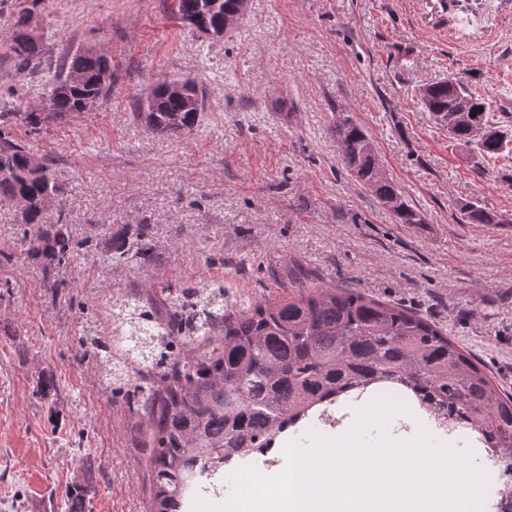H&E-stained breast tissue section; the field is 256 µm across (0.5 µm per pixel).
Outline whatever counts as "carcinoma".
I'll return each instance as SVG.
<instances>
[{
    "mask_svg": "<svg viewBox=\"0 0 512 512\" xmlns=\"http://www.w3.org/2000/svg\"><path fill=\"white\" fill-rule=\"evenodd\" d=\"M182 20L221 33L243 14L241 0H176ZM83 82L66 93H50L49 111L25 112L24 123L40 129L52 116L82 109L88 98L104 100L112 88L107 59L93 49L63 58L51 84L70 71ZM157 84L137 104L148 130L167 135L195 131L203 107ZM426 111L460 144H476L494 157L508 143L490 124L486 102L456 78L422 86ZM15 113L0 112V197L20 198L25 253L43 263L45 282L58 287L57 268L71 263L76 244L66 224H44L42 198L59 194L53 168L13 134ZM339 160L368 189L397 224H425L426 215L409 204L385 174L373 140L348 113L333 124ZM464 224H499L489 207H460ZM148 225L134 239L111 236L103 250L115 264L146 263ZM298 294L244 307L224 305V283L182 288L161 300L169 318L147 308L130 292L107 301L111 319L105 336L90 338L95 371L117 390L145 366L163 367L165 384L135 385L150 430V512L177 507L210 469L232 458L243 460L270 448L290 427L303 423L317 403H336L368 387L386 386L427 405L435 424L449 422L481 432L485 446L508 473L504 494L512 502V396L500 392L488 374L434 322L414 312L353 291L321 287L301 268L289 272ZM86 481L66 493L68 512H86L93 460L82 462Z\"/></svg>",
    "mask_w": 512,
    "mask_h": 512,
    "instance_id": "cac0c4a2",
    "label": "carcinoma"
}]
</instances>
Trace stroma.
Segmentation results:
<instances>
[{
	"label": "stroma",
	"mask_w": 512,
	"mask_h": 512,
	"mask_svg": "<svg viewBox=\"0 0 512 512\" xmlns=\"http://www.w3.org/2000/svg\"><path fill=\"white\" fill-rule=\"evenodd\" d=\"M30 18L38 66L14 47ZM95 47L112 94L83 112L15 136L48 158L61 187L46 223L64 221L81 249L49 287L21 250L14 202L0 200V512H53L95 461L87 512H149L147 418L103 385L84 336L105 334L107 300L222 281L228 299L288 296L301 266L321 286L405 306L446 330L512 394V150L481 156L449 137L421 104L448 75L484 98L512 133V0H248L223 39L181 23L174 0H0V112L41 106L60 57ZM204 91L193 134L158 136L135 115L160 82ZM351 114L421 226L393 216L340 164L331 128ZM480 201L501 224H463ZM150 227L151 260L112 264L100 243ZM58 400L38 392V372ZM498 484L469 431L429 425Z\"/></svg>",
	"instance_id": "stroma-1"
}]
</instances>
